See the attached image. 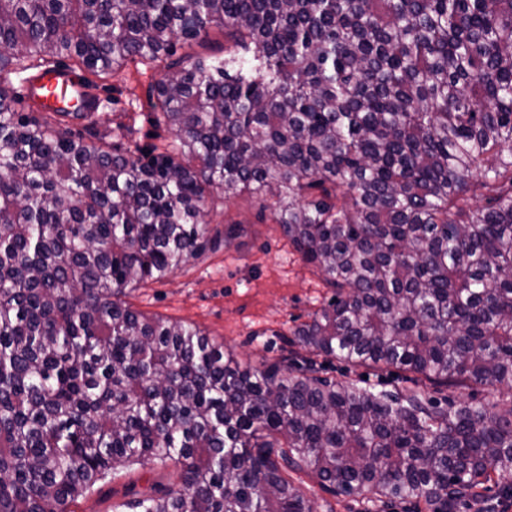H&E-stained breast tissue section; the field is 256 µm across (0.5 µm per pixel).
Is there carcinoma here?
<instances>
[{"mask_svg":"<svg viewBox=\"0 0 512 512\" xmlns=\"http://www.w3.org/2000/svg\"><path fill=\"white\" fill-rule=\"evenodd\" d=\"M224 33V55L176 56ZM150 63L174 140L86 143L5 83ZM333 295L253 369L127 293L216 241L215 193ZM406 373L321 376L317 358ZM470 390L468 399L426 388ZM512 0H0V512H73L120 468H180L132 512H315L288 479L430 512L512 494Z\"/></svg>","mask_w":512,"mask_h":512,"instance_id":"carcinoma-1","label":"carcinoma"}]
</instances>
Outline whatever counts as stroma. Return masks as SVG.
Segmentation results:
<instances>
[{"label": "stroma", "instance_id": "35a3bbf8", "mask_svg": "<svg viewBox=\"0 0 512 512\" xmlns=\"http://www.w3.org/2000/svg\"><path fill=\"white\" fill-rule=\"evenodd\" d=\"M82 77L92 83L102 103L95 121H68L72 133L89 143L103 138L118 145L129 138L145 148L167 139L148 100L150 85L160 77L157 67L132 64L114 77L88 71ZM121 122L131 126V135L118 130ZM261 211L259 199L226 194L211 212L209 226L220 231L225 224H240L238 238L229 246L206 250L163 280L129 292L128 302L147 315L198 326L241 363L259 367L279 360L283 333L307 321L333 290ZM292 481L316 512H365L362 498L331 494L314 476L296 473ZM179 482L180 469L171 463L123 468L73 509L120 512L124 503L177 488Z\"/></svg>", "mask_w": 512, "mask_h": 512}]
</instances>
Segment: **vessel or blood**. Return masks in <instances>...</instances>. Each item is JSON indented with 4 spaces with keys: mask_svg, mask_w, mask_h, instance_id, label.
Segmentation results:
<instances>
[{
    "mask_svg": "<svg viewBox=\"0 0 512 512\" xmlns=\"http://www.w3.org/2000/svg\"><path fill=\"white\" fill-rule=\"evenodd\" d=\"M30 101L40 106L62 107L63 95L82 100L85 107H93L96 99L92 91L83 85L81 75L75 70L62 67H44L31 71L25 78Z\"/></svg>",
    "mask_w": 512,
    "mask_h": 512,
    "instance_id": "obj_1",
    "label": "vessel or blood"
}]
</instances>
